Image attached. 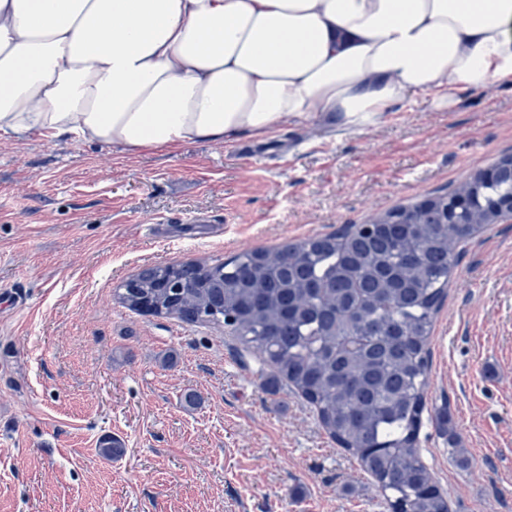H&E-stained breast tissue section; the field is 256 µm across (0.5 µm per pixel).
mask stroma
<instances>
[{"label": "stroma", "mask_w": 512, "mask_h": 512, "mask_svg": "<svg viewBox=\"0 0 512 512\" xmlns=\"http://www.w3.org/2000/svg\"><path fill=\"white\" fill-rule=\"evenodd\" d=\"M507 155L501 84L462 88L446 112L405 101L360 131L314 117L134 155L0 140V512H390L312 408L266 385L259 353L217 324L131 311L116 290L148 267L371 222ZM160 220L164 236H145ZM429 349L432 480L451 512H512V216L464 246ZM108 437L121 459L101 456Z\"/></svg>", "instance_id": "stroma-1"}]
</instances>
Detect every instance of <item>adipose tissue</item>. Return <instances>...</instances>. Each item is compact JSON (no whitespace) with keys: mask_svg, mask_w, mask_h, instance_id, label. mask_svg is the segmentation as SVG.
<instances>
[{"mask_svg":"<svg viewBox=\"0 0 512 512\" xmlns=\"http://www.w3.org/2000/svg\"><path fill=\"white\" fill-rule=\"evenodd\" d=\"M512 84V0H0V138L121 148L360 130Z\"/></svg>","mask_w":512,"mask_h":512,"instance_id":"ef3b65f1","label":"adipose tissue"}]
</instances>
